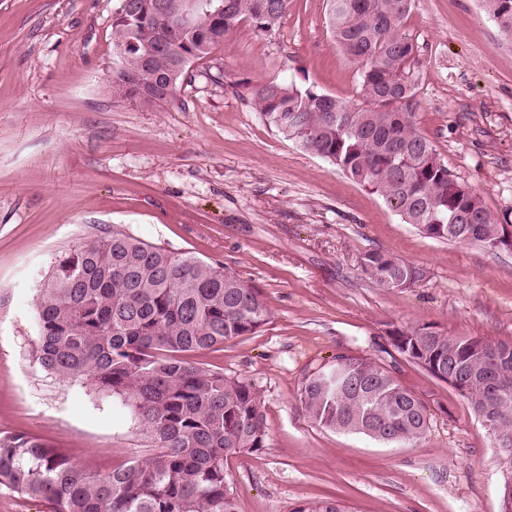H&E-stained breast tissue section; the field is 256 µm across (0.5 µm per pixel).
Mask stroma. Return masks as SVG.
I'll return each mask as SVG.
<instances>
[{
    "instance_id": "obj_1",
    "label": "stroma",
    "mask_w": 512,
    "mask_h": 512,
    "mask_svg": "<svg viewBox=\"0 0 512 512\" xmlns=\"http://www.w3.org/2000/svg\"><path fill=\"white\" fill-rule=\"evenodd\" d=\"M117 4L0 0V434L41 437L94 472L152 452L128 408L32 354L38 290L57 260L122 232L232 268L269 308L257 333L196 356L262 393L266 448L224 462L243 512L327 499L348 512H500L488 432L455 389L388 354L386 331L429 323L512 344V252L425 237L245 96L287 78L356 101L359 65L338 50L323 0H292L269 37L241 24L152 110L112 99ZM405 29L421 132L512 221V44L481 0H415ZM371 250L420 279L378 287L360 267ZM340 354L386 365L422 398L424 438L386 444L312 423L304 382Z\"/></svg>"
}]
</instances>
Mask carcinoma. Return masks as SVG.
<instances>
[{"mask_svg":"<svg viewBox=\"0 0 512 512\" xmlns=\"http://www.w3.org/2000/svg\"><path fill=\"white\" fill-rule=\"evenodd\" d=\"M331 33L360 65V102L350 104L294 80L248 88L268 124L307 153L327 160L380 196L425 237L495 250L503 226L481 196L441 161L417 128L414 60L404 31L413 0H325ZM124 0L112 14L117 67L112 99L153 109L172 98L189 66L229 40L244 22L272 35L290 0H200L185 27L154 17L156 0ZM502 39L512 42V0H483ZM154 53L144 68L143 57ZM362 271L379 287L406 289L420 270L372 250ZM270 313L261 292L235 271L190 252H173L125 233L85 242L61 257L39 288L34 355L48 373L82 382L130 407L154 452L96 473L39 437L0 436V485L49 512H242L227 487L224 458L267 447L263 398L251 382L190 359L253 335ZM390 346L447 383L477 418L496 417L509 439L512 483V344L482 360L489 340L449 337L424 323L392 326ZM311 421L390 443L420 440L427 408L386 365L339 355L305 382ZM294 512H348L336 501H306Z\"/></svg>","mask_w":512,"mask_h":512,"instance_id":"carcinoma-1","label":"carcinoma"}]
</instances>
